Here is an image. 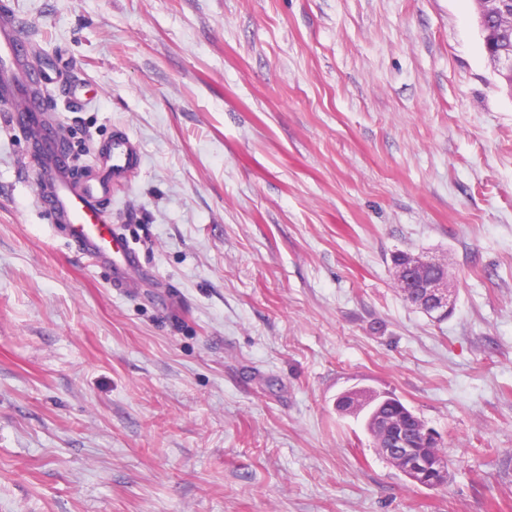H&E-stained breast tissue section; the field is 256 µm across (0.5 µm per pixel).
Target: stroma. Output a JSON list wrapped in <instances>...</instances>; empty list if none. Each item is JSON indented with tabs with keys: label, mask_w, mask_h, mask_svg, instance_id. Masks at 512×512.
Listing matches in <instances>:
<instances>
[{
	"label": "stroma",
	"mask_w": 512,
	"mask_h": 512,
	"mask_svg": "<svg viewBox=\"0 0 512 512\" xmlns=\"http://www.w3.org/2000/svg\"><path fill=\"white\" fill-rule=\"evenodd\" d=\"M58 83L131 288L35 206L0 105V512H512V94L475 0H0ZM398 251L447 256L436 322ZM441 436L380 457L349 390ZM388 396L373 395V398L363 405L352 402V409L356 414L365 413L366 422L373 420L378 423L380 432L378 450L399 468L408 479L419 486L426 488L427 484L433 488L442 487L448 480L447 454L441 448H426L430 453L426 455L420 445H441V437L438 433L422 424L417 438H412L404 432L402 419L395 417H382L380 412L389 406Z\"/></svg>",
	"instance_id": "35a3bbf8"
}]
</instances>
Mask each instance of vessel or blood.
I'll return each mask as SVG.
<instances>
[{
    "label": "vessel or blood",
    "mask_w": 512,
    "mask_h": 512,
    "mask_svg": "<svg viewBox=\"0 0 512 512\" xmlns=\"http://www.w3.org/2000/svg\"><path fill=\"white\" fill-rule=\"evenodd\" d=\"M37 62L23 49L21 24L10 14L0 15V85L6 89L0 102L13 109L40 113L42 96L32 87H47L46 76L37 75ZM141 162L138 145L125 135L115 136L93 172L76 180L71 165L61 163L53 150H46L35 162L36 203L51 220L65 225L67 235L91 260L112 270L120 284L130 283L138 258L115 231L103 203L110 198L113 183L125 180Z\"/></svg>",
    "instance_id": "vessel-or-blood-1"
}]
</instances>
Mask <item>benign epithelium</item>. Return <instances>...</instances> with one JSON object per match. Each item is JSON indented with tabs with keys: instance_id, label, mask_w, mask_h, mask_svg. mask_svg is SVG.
Instances as JSON below:
<instances>
[{
	"instance_id": "1",
	"label": "benign epithelium",
	"mask_w": 512,
	"mask_h": 512,
	"mask_svg": "<svg viewBox=\"0 0 512 512\" xmlns=\"http://www.w3.org/2000/svg\"><path fill=\"white\" fill-rule=\"evenodd\" d=\"M477 12L483 21L500 15L499 9L507 0H476ZM494 72L507 82L512 81V52L504 51L491 60ZM52 144L62 162L71 157V147L67 136L57 130L42 131L38 144L31 145L34 153L41 154L46 144ZM396 281L408 288L404 299L422 309L434 318L440 319L455 309L456 294L449 288L448 262L444 258H426L410 254L406 261L395 267ZM387 396H373L363 405H353L356 414L365 413L366 421H376L380 432L379 451L399 468L408 479L419 486L442 487L448 480V459L440 454L426 455L423 447L441 444L438 433L423 424L418 437L412 438L404 432L402 419L383 417L380 412L389 406Z\"/></svg>"
}]
</instances>
